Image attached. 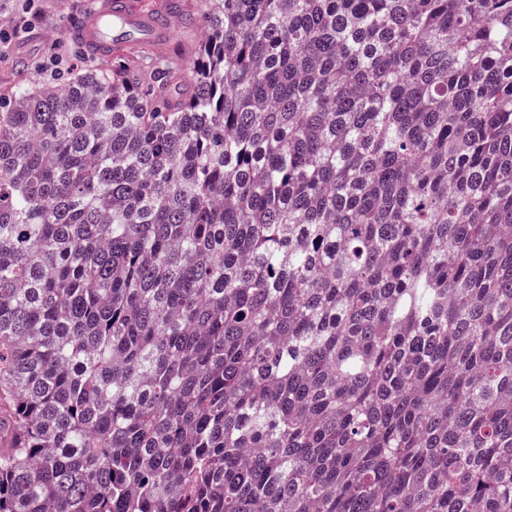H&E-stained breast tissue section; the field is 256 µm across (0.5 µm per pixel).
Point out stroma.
<instances>
[{
  "mask_svg": "<svg viewBox=\"0 0 512 512\" xmlns=\"http://www.w3.org/2000/svg\"><path fill=\"white\" fill-rule=\"evenodd\" d=\"M97 0H0V30L9 33L10 48L0 53V97L32 80L62 81L88 66L111 69L112 61L84 51L72 38L74 22ZM178 21L166 44L132 53L138 71L165 60L176 85L193 81L191 63L201 49L207 6L204 0H176Z\"/></svg>",
  "mask_w": 512,
  "mask_h": 512,
  "instance_id": "35a3bbf8",
  "label": "stroma"
}]
</instances>
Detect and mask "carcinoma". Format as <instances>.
Returning a JSON list of instances; mask_svg holds the SVG:
<instances>
[{"instance_id": "obj_1", "label": "carcinoma", "mask_w": 512, "mask_h": 512, "mask_svg": "<svg viewBox=\"0 0 512 512\" xmlns=\"http://www.w3.org/2000/svg\"><path fill=\"white\" fill-rule=\"evenodd\" d=\"M210 2L0 105V512H512V0Z\"/></svg>"}]
</instances>
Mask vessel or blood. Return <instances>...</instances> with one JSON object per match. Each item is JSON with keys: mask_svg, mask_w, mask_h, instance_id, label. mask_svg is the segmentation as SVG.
Segmentation results:
<instances>
[{"mask_svg": "<svg viewBox=\"0 0 512 512\" xmlns=\"http://www.w3.org/2000/svg\"><path fill=\"white\" fill-rule=\"evenodd\" d=\"M176 20L167 0L148 10L137 0H100L82 17L74 36L91 52L110 57L165 43Z\"/></svg>", "mask_w": 512, "mask_h": 512, "instance_id": "b4317fda", "label": "vessel or blood"}]
</instances>
